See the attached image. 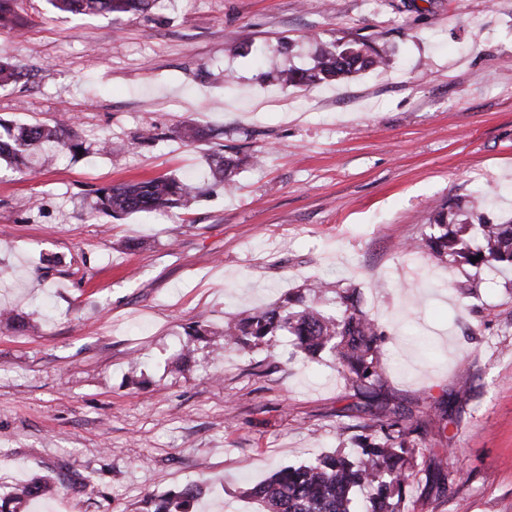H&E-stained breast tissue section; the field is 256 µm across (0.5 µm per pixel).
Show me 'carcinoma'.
<instances>
[{
	"label": "carcinoma",
	"mask_w": 512,
	"mask_h": 512,
	"mask_svg": "<svg viewBox=\"0 0 512 512\" xmlns=\"http://www.w3.org/2000/svg\"><path fill=\"white\" fill-rule=\"evenodd\" d=\"M158 0H50L53 9L77 14H145ZM385 62L382 54L367 40L352 39L318 50L315 63L307 69L279 71L286 87L312 86L336 80L362 70L377 68ZM23 76L19 65L0 56V87L17 82ZM87 150L68 118L52 123L5 125L0 122V159L16 168H32L51 162L57 153ZM244 160L236 155L215 152L210 155L213 175L224 181L228 190L235 187V176ZM201 187L179 177L158 176L124 182L96 191L95 210L110 217L152 212L185 206L196 200ZM455 203L444 200L433 209L429 227L413 245L417 252L436 257L451 256L459 264L485 265L499 273L512 268V221L507 224H479L456 221ZM478 229L481 244L468 245L473 229ZM311 299L303 302L300 292L288 294L278 306L244 311L224 326L225 347H259L271 343L285 331L295 337L296 345L310 355L330 353L347 379L366 391L383 378L378 354V332L373 320L360 306L355 292L339 289L332 282L319 281L308 287ZM335 294V308L327 309L317 299ZM377 426L380 441L347 456L328 455L299 467H284L265 481L250 488V496L262 505V512H355L354 491L365 485L375 489L363 512H401L405 483L415 467V445L411 436L423 435L422 425L413 413L399 405H380ZM48 489V482L35 479L4 497L5 502H20L32 489ZM197 485H188L177 495L158 504L154 512H189L191 502L200 494Z\"/></svg>",
	"instance_id": "obj_1"
}]
</instances>
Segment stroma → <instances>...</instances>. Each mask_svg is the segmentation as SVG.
Returning <instances> with one entry per match:
<instances>
[{
    "label": "stroma",
    "mask_w": 512,
    "mask_h": 512,
    "mask_svg": "<svg viewBox=\"0 0 512 512\" xmlns=\"http://www.w3.org/2000/svg\"><path fill=\"white\" fill-rule=\"evenodd\" d=\"M10 18L24 35L0 27V54L26 77L0 88V120L66 112L91 146L0 169V306L41 322L0 324V492L55 484L16 512H154L192 483L191 512H257L247 491L275 469L376 441L331 357L286 333L222 349L235 313L320 278L359 289L381 393L425 424L402 512H512V274L408 250L445 199L486 191L484 220L512 218V0H160L145 17L12 0ZM359 37L386 67L286 89L266 63ZM186 122L210 138L185 145ZM222 145L264 159L230 194L208 167ZM159 175L205 195L92 216L97 188Z\"/></svg>",
    "instance_id": "1"
}]
</instances>
